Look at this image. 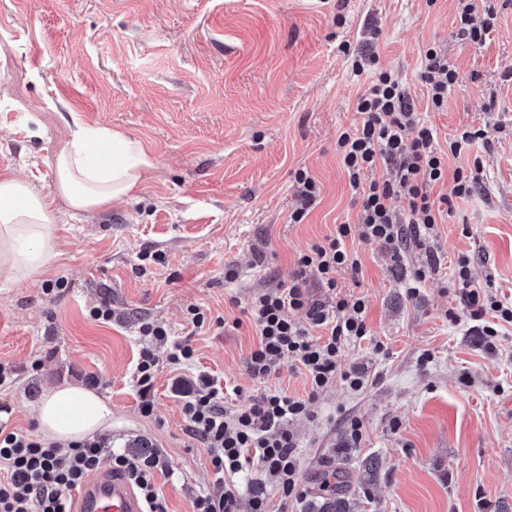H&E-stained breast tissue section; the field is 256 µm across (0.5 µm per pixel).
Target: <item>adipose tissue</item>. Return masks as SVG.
<instances>
[{"label":"adipose tissue","instance_id":"adipose-tissue-1","mask_svg":"<svg viewBox=\"0 0 512 512\" xmlns=\"http://www.w3.org/2000/svg\"><path fill=\"white\" fill-rule=\"evenodd\" d=\"M111 142L112 157L98 151ZM151 162L143 147L121 133L76 124L71 138L55 154V193L72 214L107 209L132 197ZM55 216L45 195L31 183L0 176V280L29 278L57 257ZM37 433L61 444L111 429L112 409L92 389L64 382L45 390L34 402Z\"/></svg>","mask_w":512,"mask_h":512}]
</instances>
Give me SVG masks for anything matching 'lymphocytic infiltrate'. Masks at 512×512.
<instances>
[{"mask_svg": "<svg viewBox=\"0 0 512 512\" xmlns=\"http://www.w3.org/2000/svg\"><path fill=\"white\" fill-rule=\"evenodd\" d=\"M456 36L480 46L496 28L498 12L492 0H457ZM456 68L442 49L430 46L421 61L420 80L434 110H442L456 81ZM359 121L336 139V155L347 176L357 226L335 225L323 239L298 254L289 282L254 293L242 310L257 341L249 358L251 376L266 381L281 368L304 374L309 392L293 397L281 389L243 395L223 377L201 367L190 340L173 341L161 322L141 321L142 339L132 372L139 414H154L152 395L161 368L174 374L176 399L188 436L205 448L218 487L197 494L192 512H274L272 499L303 495L300 459L290 422L309 417L310 407L329 385L344 381L361 390L365 375L341 364L348 342L366 339L364 297L339 292L336 274H358L359 254L347 244L351 236L376 246L401 261L407 251H427L424 265L404 279L408 295L439 275L441 263L432 256L441 211L431 197L434 186L452 174L454 194L467 197L479 186L477 170L449 169V157L460 156L485 142L483 129L467 125L440 148L433 130L422 120L415 102L398 77L375 72L357 97ZM386 175L374 179L377 168ZM404 199L396 209L395 199ZM451 277L459 286L460 312L481 325L485 340L498 334L497 323L512 325V301L499 299L476 285L473 258L460 253L450 261ZM318 284L326 297L312 299ZM110 459L144 504V512H168L160 476L170 468L163 451L149 439H135L128 449L113 451L105 435L65 445L50 442L0 420V512H70L71 497L83 480Z\"/></svg>", "mask_w": 512, "mask_h": 512, "instance_id": "f902f5d3", "label": "lymphocytic infiltrate"}]
</instances>
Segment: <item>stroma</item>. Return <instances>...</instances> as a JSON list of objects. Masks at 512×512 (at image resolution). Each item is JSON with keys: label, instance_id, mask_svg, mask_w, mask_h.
<instances>
[{"label": "stroma", "instance_id": "1", "mask_svg": "<svg viewBox=\"0 0 512 512\" xmlns=\"http://www.w3.org/2000/svg\"><path fill=\"white\" fill-rule=\"evenodd\" d=\"M455 0H0V173L51 193L52 160L68 135L61 114L138 141L152 167L133 198L85 216L55 199L59 256L30 279L0 285V361L22 367L0 391L14 426L34 418L29 382L39 389L95 376L112 405V443L140 435L162 448L174 470L163 482L170 512L212 487L204 448L184 430L168 389L155 382V411L140 416L132 365L139 319L191 338L201 366L254 394L278 387L294 397L306 377L281 369L255 381L248 355L254 329L241 319L253 293L288 281L299 252L338 224H357L336 155L338 131L359 120L356 97L370 72L354 74L349 49L373 39L380 69L398 74L440 147L465 125L484 128L490 148L472 146L449 168L480 161L481 189L453 196L445 177L433 198L449 197L433 242L441 261L472 254L476 281L512 296V0H500L496 29L479 47L456 37ZM441 47L457 82L443 110L427 106L421 55ZM318 182L302 223L294 173ZM362 267L339 272L344 291L365 297L368 339L348 343L342 363L367 386L343 381L292 422L306 495L286 512H308L319 478L337 460L359 470L380 462L376 481L352 483L351 512H507L512 507V325L493 346L457 304L450 277L417 296L400 288L402 270L423 264L408 252L395 266L378 247L352 238ZM163 263L139 271L144 249ZM69 288L53 294L56 281ZM109 291L123 322L88 311ZM223 317L224 328L193 331L189 305ZM41 361L37 377L28 369ZM363 424L350 435L351 419Z\"/></svg>", "mask_w": 512, "mask_h": 512}]
</instances>
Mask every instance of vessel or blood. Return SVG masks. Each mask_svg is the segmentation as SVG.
Returning a JSON list of instances; mask_svg holds the SVG:
<instances>
[{"label":"vessel or blood","instance_id":"1","mask_svg":"<svg viewBox=\"0 0 512 512\" xmlns=\"http://www.w3.org/2000/svg\"><path fill=\"white\" fill-rule=\"evenodd\" d=\"M142 502L128 480L104 468L74 491L71 512H142Z\"/></svg>","mask_w":512,"mask_h":512}]
</instances>
